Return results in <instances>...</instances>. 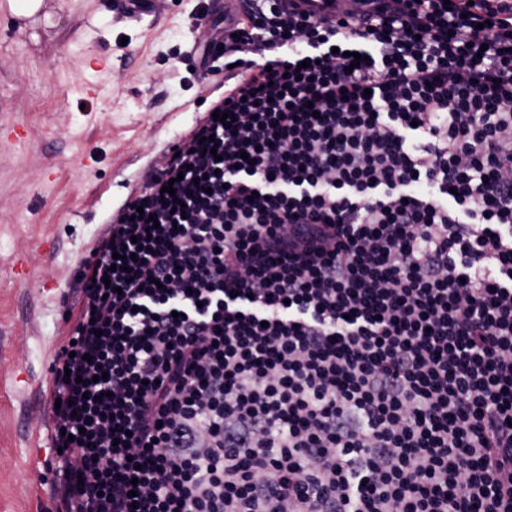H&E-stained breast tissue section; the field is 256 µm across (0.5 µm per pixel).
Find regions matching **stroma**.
Masks as SVG:
<instances>
[{"mask_svg": "<svg viewBox=\"0 0 512 512\" xmlns=\"http://www.w3.org/2000/svg\"><path fill=\"white\" fill-rule=\"evenodd\" d=\"M32 40L0 10V512H54L50 364L93 238L224 90L182 53L197 0H157L152 24L100 0H46ZM98 93L86 98L87 85Z\"/></svg>", "mask_w": 512, "mask_h": 512, "instance_id": "1", "label": "stroma"}]
</instances>
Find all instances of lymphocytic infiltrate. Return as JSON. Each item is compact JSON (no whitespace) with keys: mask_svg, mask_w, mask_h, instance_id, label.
<instances>
[{"mask_svg":"<svg viewBox=\"0 0 512 512\" xmlns=\"http://www.w3.org/2000/svg\"><path fill=\"white\" fill-rule=\"evenodd\" d=\"M208 23L77 273L56 512H512V0Z\"/></svg>","mask_w":512,"mask_h":512,"instance_id":"obj_1","label":"lymphocytic infiltrate"}]
</instances>
